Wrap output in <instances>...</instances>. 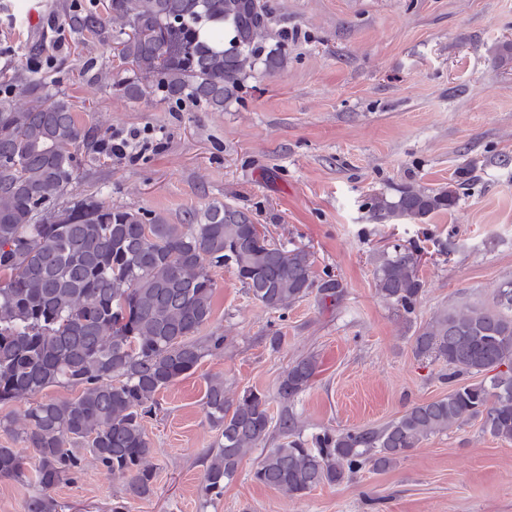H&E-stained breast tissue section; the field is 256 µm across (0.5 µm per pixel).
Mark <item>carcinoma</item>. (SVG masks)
Wrapping results in <instances>:
<instances>
[{
	"label": "carcinoma",
	"mask_w": 512,
	"mask_h": 512,
	"mask_svg": "<svg viewBox=\"0 0 512 512\" xmlns=\"http://www.w3.org/2000/svg\"><path fill=\"white\" fill-rule=\"evenodd\" d=\"M270 20L269 4L258 15L253 0H108L104 16L66 15L72 32L95 35L129 65L117 80L97 72L94 82L130 101L154 94L210 112L238 100L256 74L286 63L288 32L271 34ZM487 53L511 62L512 42L494 43ZM9 86L0 93V405L54 386L78 393L0 419V432L33 455L29 464L1 445L0 478L33 488L26 512H64L54 490L77 477L87 452L123 482L112 512H127L125 500L155 494L144 422L156 395L224 349V335H200L213 314V268L231 267L252 299L272 310L285 311L314 291L333 300L343 285L330 275L316 279L309 250L271 241L229 203L212 202L183 224L93 196L57 208L76 179V151L98 150V128L79 122L70 100L34 71L15 70ZM458 199L455 188L405 184L371 198L369 213L377 224L421 221ZM421 259L414 241L375 259L378 294L408 318L425 288ZM413 352L448 363L447 395L414 403L381 426L325 428L309 440L293 411L270 414L266 394L230 398L224 378H210L204 412L218 437L202 457L203 494L221 496L247 453L274 431L283 441L266 450L252 479L292 496L340 484L368 465L385 471L430 436L470 419L512 442V279L489 304L435 312L415 331ZM316 371L312 354L290 364L278 382L280 402L294 401ZM481 374L486 379L478 383L459 381Z\"/></svg>",
	"instance_id": "carcinoma-1"
}]
</instances>
